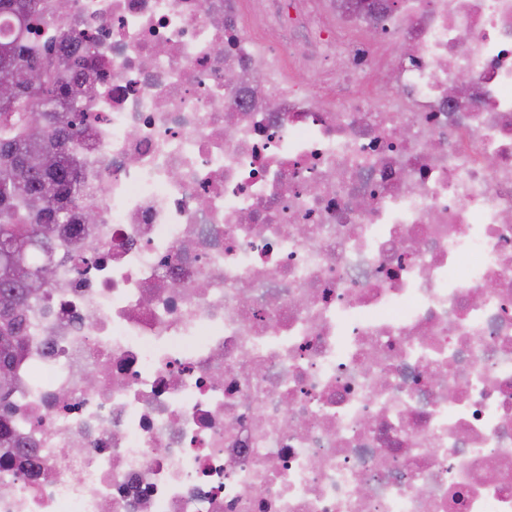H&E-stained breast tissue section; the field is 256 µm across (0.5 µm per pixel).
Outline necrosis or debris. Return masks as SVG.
Masks as SVG:
<instances>
[{"label": "necrosis or debris", "mask_w": 512, "mask_h": 512, "mask_svg": "<svg viewBox=\"0 0 512 512\" xmlns=\"http://www.w3.org/2000/svg\"><path fill=\"white\" fill-rule=\"evenodd\" d=\"M44 2L29 44L94 43L97 221L0 512H512V0Z\"/></svg>", "instance_id": "1"}]
</instances>
